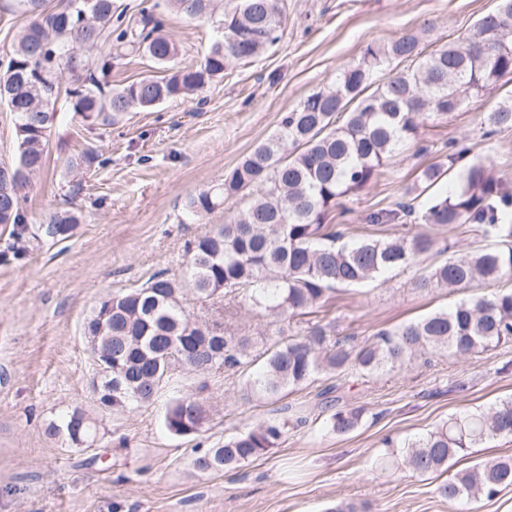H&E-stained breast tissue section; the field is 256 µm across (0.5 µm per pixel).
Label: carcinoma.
<instances>
[{"instance_id":"obj_1","label":"carcinoma","mask_w":512,"mask_h":512,"mask_svg":"<svg viewBox=\"0 0 512 512\" xmlns=\"http://www.w3.org/2000/svg\"><path fill=\"white\" fill-rule=\"evenodd\" d=\"M29 22L16 36L6 65L0 64V102L14 115L18 160L10 179L0 178V224L11 225L14 242L25 239L28 216L20 188L46 163V143L58 116L57 73L74 81L67 90L68 110L91 123L112 124L133 108L152 109L179 99L224 76L233 61L249 60L282 34L286 0H167L183 17L210 21L218 37L196 67L170 66L177 47L162 34L153 12L128 18L115 0H12ZM106 46L120 56L142 54L165 71L114 87L109 82L112 53L93 57ZM512 75V0H498L455 40L426 51L418 35L407 33L383 47L366 46L344 65L334 86L316 91L285 113L277 130L255 147L224 178V184L189 197L185 210L198 216L223 205L236 206L233 219L216 224L184 244L182 274L156 273L138 288L102 299L84 323L112 305L104 319L110 337L112 374L97 382L112 411L153 404L177 371L217 372L239 368L246 376L243 395L275 400L318 373L349 368L364 376L391 372L427 352L471 356L512 341V289L462 299L371 339L336 334V324H311L301 335L288 334L296 316L327 302L338 285L362 284L418 266L436 246L428 233L365 237L341 241L342 233L325 223L339 198L372 183L387 162L417 136L431 115H449L469 100L495 89ZM512 128V95L486 114L484 138ZM107 162L96 149L67 161L71 170ZM411 200L400 211L368 216L387 224L416 216L432 227L466 226L487 244L465 253L448 244V258L415 277L421 290L469 288L476 283L512 278V224L505 215L512 194L493 174V163L471 156V148L453 143L448 155L420 170ZM80 217L60 209L41 227L42 236L69 238ZM191 290L208 309L218 297H242L265 317L280 323L283 336L255 365L248 338L224 330L218 319L201 322L186 313L182 299ZM363 412L338 409L331 428L346 435L358 428ZM68 414L49 423L51 436L71 440ZM209 419L203 402L190 394L171 400L166 430L193 437ZM306 420L268 419L227 436L217 448H201L194 460L203 472L236 469L279 444L288 424ZM512 437V400L488 411L451 416L424 435L387 447L404 448L402 463L425 476L492 439ZM512 488V455H502L455 473L437 488L450 501L478 496L492 499Z\"/></svg>"}]
</instances>
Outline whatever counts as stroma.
Returning a JSON list of instances; mask_svg holds the SVG:
<instances>
[{
  "label": "stroma",
  "instance_id": "35a3bbf8",
  "mask_svg": "<svg viewBox=\"0 0 512 512\" xmlns=\"http://www.w3.org/2000/svg\"><path fill=\"white\" fill-rule=\"evenodd\" d=\"M496 6L497 0H288L282 39L254 60L232 63L192 96L132 110L112 126L61 112L47 164L24 190L25 207L35 229L65 206L81 212L82 222L66 240L30 238L8 255L9 229L0 225V512H325L339 501L360 512H512V489L458 504L437 493L445 474L420 477L379 465L389 453L385 439L422 435L450 415L512 397V342L466 358L426 355L373 377L353 370L320 375L276 403L244 398L240 374L186 368L176 390L199 395L210 418L198 436L182 438L163 424L174 390L132 411L99 407L91 385L96 366L82 335L102 298L152 274L178 272L185 241L231 218L228 209L189 218L185 202L222 183L276 131L283 113L334 83L366 45L416 32L432 49ZM162 19L178 48L175 65H199L216 36L212 23L173 11ZM511 92L507 76L454 114L423 120L416 139L377 180L341 198L327 223L349 240L399 234V225L369 223V214L395 209L418 171L453 140L491 157L496 177L512 192V129L481 136L486 113ZM87 148L103 150L106 164L69 173L67 159ZM412 278L404 271L340 287L328 318L339 333L364 338L490 292L485 285L420 290ZM217 308L227 328L252 339L254 351L277 340L276 325L244 300ZM330 385L341 406L363 411L350 434L329 426L331 411L318 394ZM288 406L308 415L309 424L288 429L266 455L226 473L194 468L196 449L279 417ZM76 409L97 425L93 445L78 447L47 432Z\"/></svg>",
  "mask_w": 512,
  "mask_h": 512
}]
</instances>
